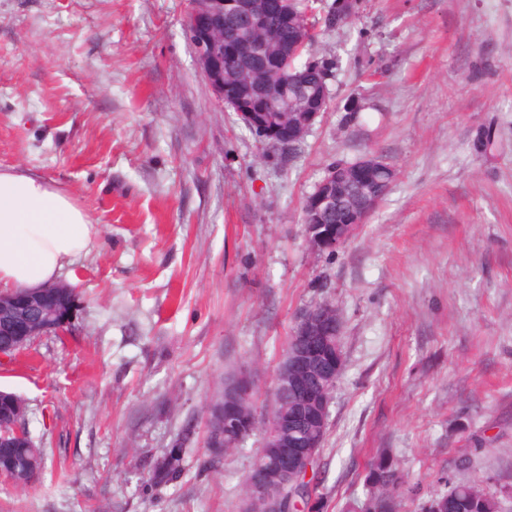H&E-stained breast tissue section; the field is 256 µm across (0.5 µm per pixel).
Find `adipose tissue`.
I'll return each mask as SVG.
<instances>
[{
	"label": "adipose tissue",
	"mask_w": 512,
	"mask_h": 512,
	"mask_svg": "<svg viewBox=\"0 0 512 512\" xmlns=\"http://www.w3.org/2000/svg\"><path fill=\"white\" fill-rule=\"evenodd\" d=\"M99 233L90 215L40 174L0 167V289L53 283L87 255Z\"/></svg>",
	"instance_id": "obj_1"
}]
</instances>
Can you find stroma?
Masks as SVG:
<instances>
[{"label":"stroma","mask_w":512,"mask_h":512,"mask_svg":"<svg viewBox=\"0 0 512 512\" xmlns=\"http://www.w3.org/2000/svg\"><path fill=\"white\" fill-rule=\"evenodd\" d=\"M360 3L320 33L330 106L283 154L217 104L191 0H0V166L99 226L60 278L72 325L0 360L47 457L29 487L0 478V512H240L258 443L197 476L201 408L245 367L269 413L292 327L326 301L342 367L306 476L321 512H360L380 449L425 491L512 486V0ZM366 154L394 170L388 196L311 255L307 196ZM188 425L186 476L143 488L135 453Z\"/></svg>","instance_id":"stroma-1"}]
</instances>
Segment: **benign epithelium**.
Instances as JSON below:
<instances>
[{"label":"benign epithelium","mask_w":512,"mask_h":512,"mask_svg":"<svg viewBox=\"0 0 512 512\" xmlns=\"http://www.w3.org/2000/svg\"><path fill=\"white\" fill-rule=\"evenodd\" d=\"M290 0H193V8L186 18L194 58L208 82L218 103L237 113L246 124L262 132L263 139L287 149L304 139L318 117L328 106L322 97L305 107L301 115L290 122L275 125L268 112L272 111L267 100L253 98L251 80L230 81L224 76V54L233 52L237 45L224 42V12L227 10L262 13L265 4H271L280 14L279 24L267 35V45L250 53L251 73L266 79L280 77L278 85L288 93V79L281 76V60L298 48L302 31L289 12ZM385 166L377 156H365L357 161L356 168L348 169L342 163L331 165L304 205V224L307 226V246L314 255L331 252L350 239L358 228L367 222L380 203L375 192L376 175ZM360 180L366 195L365 204L346 213L344 222L336 226L323 224V216L336 210V198L354 180ZM70 292L65 284L48 285L31 290L20 289L0 295V313L11 318L0 322V358L13 356L18 349L14 338L25 336L35 339L53 331L60 333L72 324L76 309L62 316L58 314L57 300ZM297 335L304 338L308 348L302 352H288L277 370L274 393L277 402L268 418V432L264 441L265 452L272 456L271 468L265 479L256 485L254 498L261 505L260 512H282L278 491L297 475H305L312 468L320 448L318 435L325 432L330 401L323 400L306 415L304 424L310 435L294 434L293 416L281 409L279 398L286 394L300 405L311 402L313 386L336 384L342 353L340 347L341 320L336 307L323 302L305 310L297 321ZM250 390L239 382L224 387V394L213 399L217 405L214 420L224 421L231 428L236 416L235 401L247 396ZM11 420L10 430L0 427V448H10L14 440L28 437L21 418L18 395L0 391V418Z\"/></svg>","instance_id":"7a95c632"}]
</instances>
